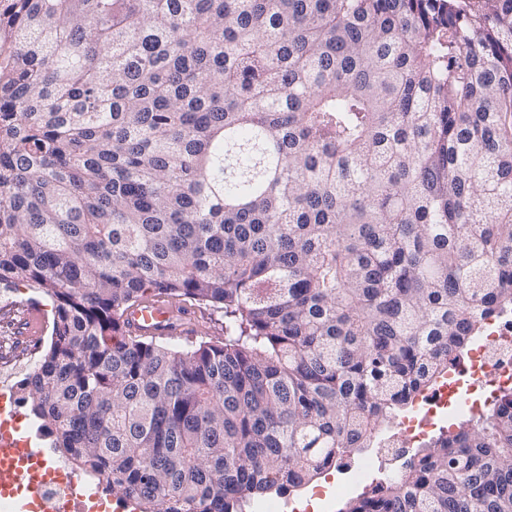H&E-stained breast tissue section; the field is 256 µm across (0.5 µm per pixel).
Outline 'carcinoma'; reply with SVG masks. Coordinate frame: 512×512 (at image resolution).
<instances>
[{
  "label": "carcinoma",
  "instance_id": "1",
  "mask_svg": "<svg viewBox=\"0 0 512 512\" xmlns=\"http://www.w3.org/2000/svg\"><path fill=\"white\" fill-rule=\"evenodd\" d=\"M38 430L144 512L372 447L512 308V0H0V289ZM152 299L224 319L175 346ZM340 512H512V392Z\"/></svg>",
  "mask_w": 512,
  "mask_h": 512
}]
</instances>
